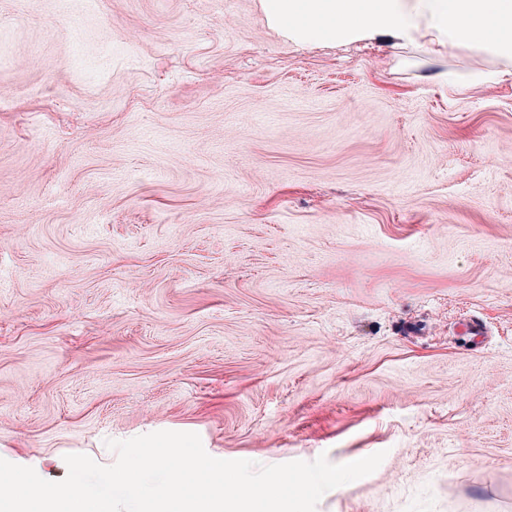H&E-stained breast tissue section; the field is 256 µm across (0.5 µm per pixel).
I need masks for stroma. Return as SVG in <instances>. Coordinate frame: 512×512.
Listing matches in <instances>:
<instances>
[{
    "mask_svg": "<svg viewBox=\"0 0 512 512\" xmlns=\"http://www.w3.org/2000/svg\"><path fill=\"white\" fill-rule=\"evenodd\" d=\"M259 0H0V459L385 452L316 512H512V80Z\"/></svg>",
    "mask_w": 512,
    "mask_h": 512,
    "instance_id": "35a3bbf8",
    "label": "stroma"
}]
</instances>
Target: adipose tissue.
<instances>
[{
	"mask_svg": "<svg viewBox=\"0 0 512 512\" xmlns=\"http://www.w3.org/2000/svg\"><path fill=\"white\" fill-rule=\"evenodd\" d=\"M268 23L296 44L391 38L480 51L494 79L512 78V0H260Z\"/></svg>",
	"mask_w": 512,
	"mask_h": 512,
	"instance_id": "1",
	"label": "adipose tissue"
}]
</instances>
